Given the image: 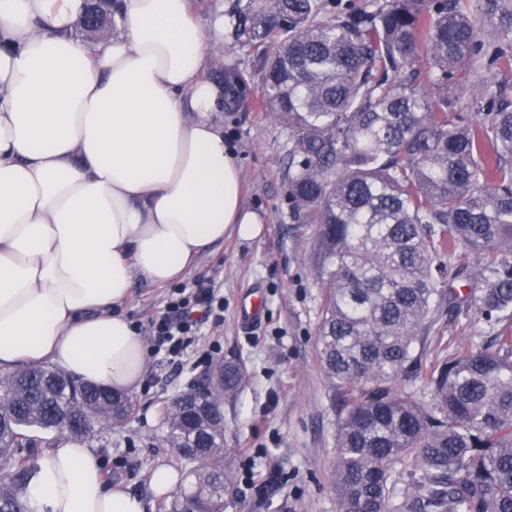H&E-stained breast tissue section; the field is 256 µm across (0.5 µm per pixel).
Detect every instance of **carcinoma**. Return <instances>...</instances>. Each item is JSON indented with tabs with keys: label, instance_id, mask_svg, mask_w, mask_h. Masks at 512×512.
<instances>
[{
	"label": "carcinoma",
	"instance_id": "obj_1",
	"mask_svg": "<svg viewBox=\"0 0 512 512\" xmlns=\"http://www.w3.org/2000/svg\"><path fill=\"white\" fill-rule=\"evenodd\" d=\"M100 12L75 36L112 27ZM236 41L257 55L263 105L292 133L288 214L317 226L318 357L338 390L333 487L339 512H512V0H239ZM480 63L470 93L454 73ZM233 101L248 86L213 63ZM480 110L465 122L462 103ZM463 283L454 294L449 285ZM497 327L490 347L416 346L438 315ZM415 378L423 395L398 388ZM238 362L161 413L192 477L161 512H224V403ZM134 411L127 395L57 368L0 378V512H32L22 490L47 435L84 440Z\"/></svg>",
	"mask_w": 512,
	"mask_h": 512
}]
</instances>
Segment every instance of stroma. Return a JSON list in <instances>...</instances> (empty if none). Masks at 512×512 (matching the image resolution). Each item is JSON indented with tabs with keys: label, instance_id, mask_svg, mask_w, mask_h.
Segmentation results:
<instances>
[{
	"label": "stroma",
	"instance_id": "1",
	"mask_svg": "<svg viewBox=\"0 0 512 512\" xmlns=\"http://www.w3.org/2000/svg\"><path fill=\"white\" fill-rule=\"evenodd\" d=\"M206 49L236 64L251 90L246 101L225 108L217 118L243 170L244 204L262 217V231L251 240L225 237L201 254L189 278L214 281L221 289L223 325H204L179 367L147 356L131 393L133 418L98 431L91 442L108 485L140 494L149 512H158L160 498L148 477L157 466L171 465L174 457L172 448L157 443L161 409L191 379L205 375L197 359L214 349L219 358L238 359L244 369L238 394L224 405L225 445L232 450L227 462L237 478L224 512H338L333 489L336 390L320 366L316 341L321 290L313 266L315 227L288 217L291 135L262 106V73L252 50L229 33ZM253 289L263 299V318L246 329L239 313ZM170 293V286L134 277L125 313L139 334H146ZM492 334L482 319H473L463 333L444 315L418 351L430 361L439 341L478 346Z\"/></svg>",
	"mask_w": 512,
	"mask_h": 512
}]
</instances>
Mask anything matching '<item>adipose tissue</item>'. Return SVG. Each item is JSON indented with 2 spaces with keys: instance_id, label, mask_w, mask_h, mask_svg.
Wrapping results in <instances>:
<instances>
[{
  "instance_id": "ef3b65f1",
  "label": "adipose tissue",
  "mask_w": 512,
  "mask_h": 512,
  "mask_svg": "<svg viewBox=\"0 0 512 512\" xmlns=\"http://www.w3.org/2000/svg\"><path fill=\"white\" fill-rule=\"evenodd\" d=\"M84 0H0V373L56 364L133 391L144 341L122 307L134 276L163 286L225 236L262 231L215 114L191 0H120L110 37L72 36ZM33 512H146L108 487L91 443L38 463Z\"/></svg>"
}]
</instances>
